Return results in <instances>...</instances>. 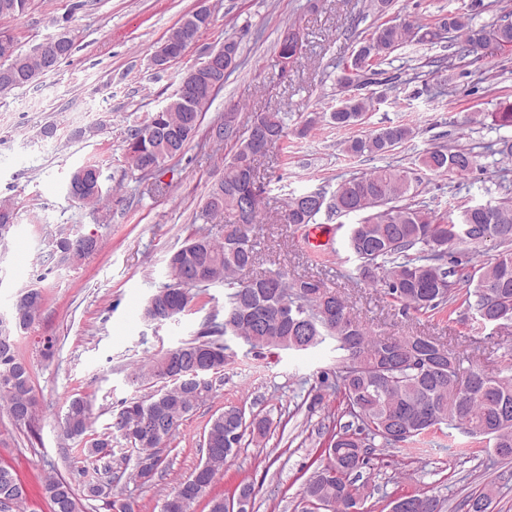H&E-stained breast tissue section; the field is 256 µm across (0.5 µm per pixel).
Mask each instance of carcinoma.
Returning <instances> with one entry per match:
<instances>
[{
  "label": "carcinoma",
  "instance_id": "carcinoma-1",
  "mask_svg": "<svg viewBox=\"0 0 512 512\" xmlns=\"http://www.w3.org/2000/svg\"><path fill=\"white\" fill-rule=\"evenodd\" d=\"M9 1L13 9L0 8V18L19 19L32 0ZM394 0H370L369 10L381 23L358 42L349 60L336 77L343 93L329 120L338 128L351 129L365 122L374 103L385 99L372 93H348L347 83L359 88L381 85L382 65L391 54L408 42L437 44V30L454 35L448 40V55L434 60L435 73L452 71L467 57L487 50L512 51V14L503 12L490 25L474 23L466 12L450 11L432 22L401 23L388 17ZM201 33L204 26L194 11L185 13L168 30L164 39L171 51L179 53L186 30ZM302 36L288 29V39H279L278 57L300 53ZM51 64L14 48L4 54L0 46V92L31 84ZM212 100L200 96L187 104L179 95L152 113L147 122L131 131L125 148L136 153L131 168L144 171L152 164L184 153L196 137L200 125L195 118L207 112ZM261 127L271 146L288 138L286 114L262 112ZM248 132L234 142L232 155L224 160L221 185H212L204 205L205 216L214 221L224 212L234 213L235 222L226 224L218 237H198L172 253L168 266L172 282L153 293L155 309L171 321L182 315L193 288L221 282L229 290L224 321L213 322L191 341L168 350L162 356L134 370L130 380L137 384L160 381L191 368L200 361L209 373L223 371L229 361L228 346L214 336H234L251 347L277 350L315 349L326 340L335 342L336 370L320 376L322 387L342 393L341 416L350 417L328 432L321 448V462L302 486L296 512H371L368 497L356 488L350 475L368 463V449L380 440L381 447H400L425 439L446 429L471 438L476 446L486 445L501 462H512V375H501L463 366L464 359L430 336H376L348 311L346 302L314 276L288 279L270 272L244 282L242 272L258 260L257 242L250 236L260 223L261 194L251 191L247 174L256 173L255 152L245 144ZM416 137L414 127L393 124L356 134L341 142L342 151L356 157L382 159ZM477 155L470 148L430 147L409 165L387 164L341 180L324 203H307L306 194L288 198V223L298 227L316 223L320 214L332 217L358 215L351 225L346 247L359 261L362 278L379 282L385 294L419 314H435L460 304L464 314L479 327L512 325V188L499 185L502 197L496 205L478 204L462 210L433 208L422 198L423 177L464 178L476 166ZM251 194L247 219L237 213L235 203L241 194ZM14 225V207L0 202V243ZM99 241L84 245L82 237L59 230L49 242L48 262L74 265L96 250ZM493 247L490 261L454 259V253L477 255ZM190 266L199 274L191 283L181 280L180 272ZM45 296L33 285L15 296V315L0 314V409L18 428L35 431L40 417L29 365L20 357L15 334L31 328L41 318ZM216 391L211 383L207 392L183 381L162 386L143 399L124 401L117 413L126 450L135 454L132 470L112 471V465L99 467L104 449L112 447L108 435L93 438L84 449V462L93 465L94 479L78 489L72 479L55 473L46 477L43 493L51 512H89V502H103L106 512H134L133 502L111 494L112 483L125 479L141 485L152 482L162 463V452L169 447L183 421L209 401ZM91 423L90 402L83 396L69 400L62 428L68 439L82 438ZM266 416L246 417L235 405L210 419L204 431L205 458L191 476L167 494L161 512H191L215 476L224 470L245 443L256 446L270 432ZM496 487L484 485L466 497L465 512H492ZM15 501L14 512H26L27 490L10 468L0 466V497ZM418 512H441L440 498L429 490L412 493Z\"/></svg>",
  "mask_w": 512,
  "mask_h": 512
}]
</instances>
